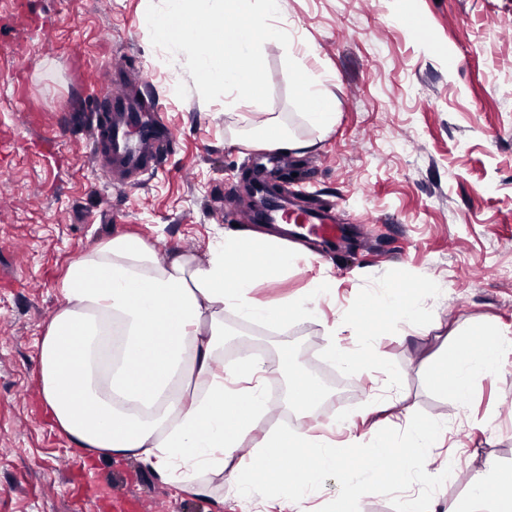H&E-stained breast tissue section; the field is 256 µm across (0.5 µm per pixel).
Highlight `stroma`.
<instances>
[{
    "label": "stroma",
    "mask_w": 512,
    "mask_h": 512,
    "mask_svg": "<svg viewBox=\"0 0 512 512\" xmlns=\"http://www.w3.org/2000/svg\"><path fill=\"white\" fill-rule=\"evenodd\" d=\"M149 0H0V512H231L224 475L193 497L133 458L81 456L57 429L40 388V348L61 304L67 266L120 234L157 253L203 255L232 229L254 228L237 201L253 170L332 207L351 239L304 256L262 302L332 289L316 319L276 330L224 316V348H258L304 373L327 344L354 353L350 311L378 281L436 284L428 333L403 325L374 341L360 389L332 414L342 460L376 442L360 415L379 395L397 412L447 423L423 473L439 512L465 507L467 482L488 460L512 467V357L474 382L465 405L427 383L451 330H512V0H281L278 24L309 51L336 114L310 125L292 108L285 55L263 50L272 91L263 111L198 94L183 58L160 53ZM132 65L158 102L170 146L148 174L107 181L90 160V103L112 71ZM278 122L312 149L280 159L252 144ZM494 428L488 437L484 425Z\"/></svg>",
    "instance_id": "35a3bbf8"
}]
</instances>
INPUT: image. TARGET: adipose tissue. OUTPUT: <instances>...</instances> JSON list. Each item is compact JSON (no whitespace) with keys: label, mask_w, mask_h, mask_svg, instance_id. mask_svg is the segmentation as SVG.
Listing matches in <instances>:
<instances>
[{"label":"adipose tissue","mask_w":512,"mask_h":512,"mask_svg":"<svg viewBox=\"0 0 512 512\" xmlns=\"http://www.w3.org/2000/svg\"><path fill=\"white\" fill-rule=\"evenodd\" d=\"M296 258L275 237L238 230L200 257L177 250L162 257L144 239L119 235L72 261L41 342L42 395L57 428L84 453L135 458L194 496L207 492L194 471H223L239 512H313L317 482L331 472L341 473L346 487L340 512H357L360 490L403 482L445 438V425L405 418L402 439L371 449L349 472L335 449L301 424L268 434L260 450L238 452L240 435L265 402L262 384L233 390L224 383L217 354L224 314L276 329L314 319L329 280L276 304L252 295L258 285L278 282ZM434 290L379 281L351 312L361 349L339 361L362 367L380 328L415 324ZM510 353L512 338L499 331L464 333L428 381L464 401L473 382L495 376ZM287 454L296 461L289 469L281 464ZM463 512H512V474L489 461L471 477Z\"/></svg>","instance_id":"1"}]
</instances>
